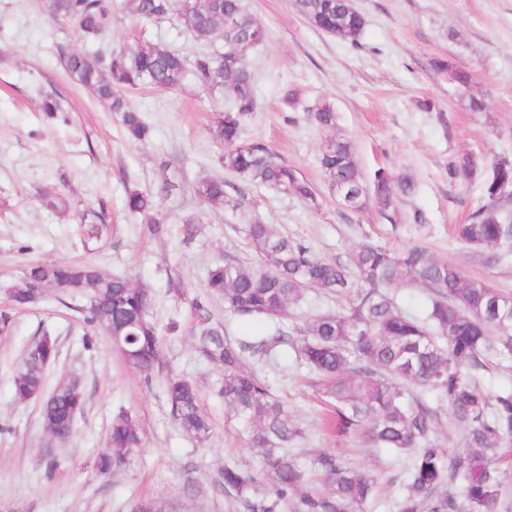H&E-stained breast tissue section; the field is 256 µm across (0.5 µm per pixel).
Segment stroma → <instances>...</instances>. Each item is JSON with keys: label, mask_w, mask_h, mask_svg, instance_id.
<instances>
[{"label": "stroma", "mask_w": 512, "mask_h": 512, "mask_svg": "<svg viewBox=\"0 0 512 512\" xmlns=\"http://www.w3.org/2000/svg\"><path fill=\"white\" fill-rule=\"evenodd\" d=\"M352 3L366 21L355 46L312 27L292 0H243L268 39L250 56L258 108L242 138L264 140L308 180L317 193L310 204L225 171L219 161L224 147L212 127L227 103L220 93L201 91L193 77L175 89L128 91L131 106L150 127L149 141L136 145L108 107L73 84L61 64L62 51L108 55L133 37L194 57L201 46L183 34L176 18L139 22L123 0H114L109 32L87 41L72 22L45 17L37 0H0V289L35 263L90 262L149 290V318L162 337V367L148 378L128 367L105 335H97L94 350H85L87 324L55 296L14 310L11 331L0 334V512H134L143 503L157 512H247L242 500L225 493L222 472L228 463L257 466L259 456L217 395L224 370L201 357L192 309L213 263L257 261L244 225H272L341 264L365 242L393 250L417 245L512 296V247L499 250L490 262L453 232L480 205L481 177L448 178V163L456 157L471 154L487 165L512 155V0ZM439 59L471 72L486 114L469 111L459 90L435 68ZM286 86L301 93L296 109L281 102ZM49 95L61 106L52 118L42 110ZM423 99L433 103V111L418 109ZM323 101L336 110L331 133L351 140L365 175L384 167L415 179L417 192L400 202L397 224L382 220L375 209L354 212L337 202L318 162L331 133L310 116ZM217 176L234 187L236 209L212 211L198 196V182ZM167 182L174 186L169 194L162 190ZM132 189L155 194L162 233L151 234L127 211ZM56 193L69 197L70 213L43 204V195ZM98 208L104 209L109 229L89 240L76 214ZM417 208L425 212L426 223H409L408 214ZM190 216L199 224L187 242L182 229ZM172 280L181 283L183 296L169 292ZM345 304L308 288L279 325L293 333L312 315ZM173 322L178 328L172 333ZM43 332L59 348L45 374L46 391L74 378L85 395V409L63 443L45 430L38 402L18 404L12 395L25 351ZM259 372L305 431L293 450L299 462L310 468L320 452L336 453L375 481L365 512H397L410 455L383 453L328 434L305 370L263 366ZM183 376L199 387L210 420L209 435L201 442L181 430L165 397L167 378ZM121 410L139 420L143 445L129 470L103 477L94 461ZM51 460L56 469L50 473Z\"/></svg>", "instance_id": "1"}]
</instances>
